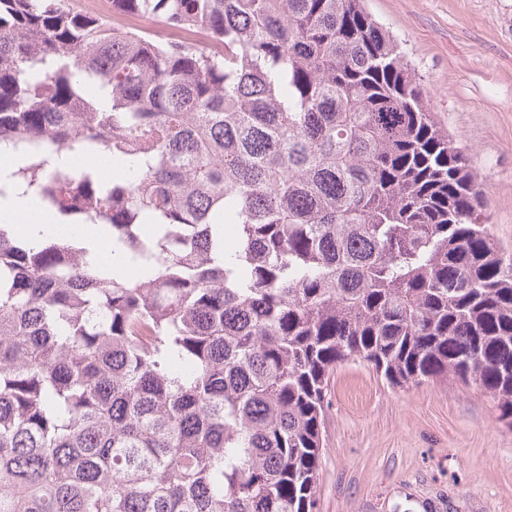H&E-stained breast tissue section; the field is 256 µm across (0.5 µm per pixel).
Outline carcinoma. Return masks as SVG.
Returning a JSON list of instances; mask_svg holds the SVG:
<instances>
[{"instance_id": "obj_1", "label": "carcinoma", "mask_w": 512, "mask_h": 512, "mask_svg": "<svg viewBox=\"0 0 512 512\" xmlns=\"http://www.w3.org/2000/svg\"><path fill=\"white\" fill-rule=\"evenodd\" d=\"M111 2L0 0V198L134 271L0 224V512H315L349 361L512 427V257L362 0ZM74 235L83 240L95 256H101L107 263L111 274L116 277H124L128 274V269L120 252L112 254V246L103 251V247L110 241L109 230L99 224H80L74 226Z\"/></svg>"}]
</instances>
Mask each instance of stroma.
Masks as SVG:
<instances>
[{
	"instance_id": "1",
	"label": "stroma",
	"mask_w": 512,
	"mask_h": 512,
	"mask_svg": "<svg viewBox=\"0 0 512 512\" xmlns=\"http://www.w3.org/2000/svg\"><path fill=\"white\" fill-rule=\"evenodd\" d=\"M402 44L439 125L484 186L512 255V0H366ZM473 386L390 384L348 362L329 382L316 512H512V428Z\"/></svg>"
}]
</instances>
